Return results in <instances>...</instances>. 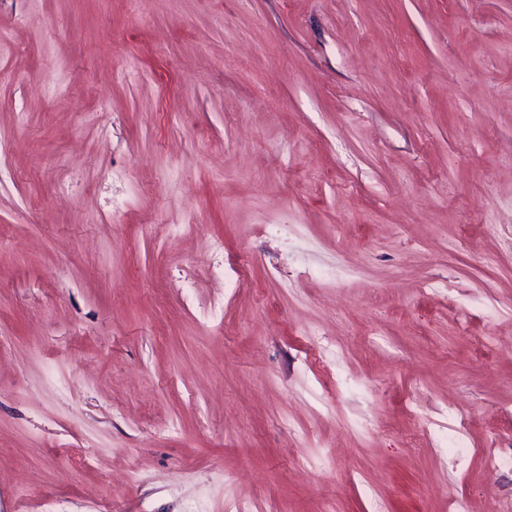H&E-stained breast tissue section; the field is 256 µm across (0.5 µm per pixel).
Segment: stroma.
I'll return each mask as SVG.
<instances>
[{"instance_id":"obj_1","label":"stroma","mask_w":512,"mask_h":512,"mask_svg":"<svg viewBox=\"0 0 512 512\" xmlns=\"http://www.w3.org/2000/svg\"><path fill=\"white\" fill-rule=\"evenodd\" d=\"M145 10L0 0V512H512V0Z\"/></svg>"}]
</instances>
